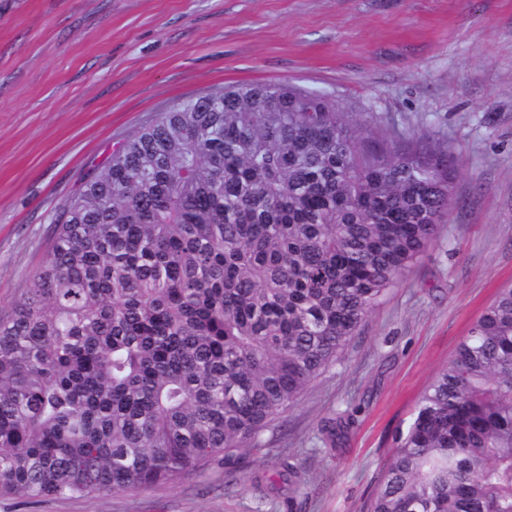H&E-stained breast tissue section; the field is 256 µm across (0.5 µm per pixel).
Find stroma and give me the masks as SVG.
<instances>
[{"instance_id": "obj_1", "label": "stroma", "mask_w": 512, "mask_h": 512, "mask_svg": "<svg viewBox=\"0 0 512 512\" xmlns=\"http://www.w3.org/2000/svg\"><path fill=\"white\" fill-rule=\"evenodd\" d=\"M290 81L372 130L459 157L455 203L342 362L234 470L125 494L0 498V512H362L415 404L512 285V0H0V312L61 208L179 101ZM354 418L337 444L321 427ZM295 464L297 485L280 479Z\"/></svg>"}]
</instances>
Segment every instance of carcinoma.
<instances>
[{
    "label": "carcinoma",
    "mask_w": 512,
    "mask_h": 512,
    "mask_svg": "<svg viewBox=\"0 0 512 512\" xmlns=\"http://www.w3.org/2000/svg\"><path fill=\"white\" fill-rule=\"evenodd\" d=\"M370 136L328 95L235 84L88 172L0 314V497L146 490L259 450L447 223L455 153ZM367 512H512V287L420 395Z\"/></svg>",
    "instance_id": "cac0c4a2"
}]
</instances>
